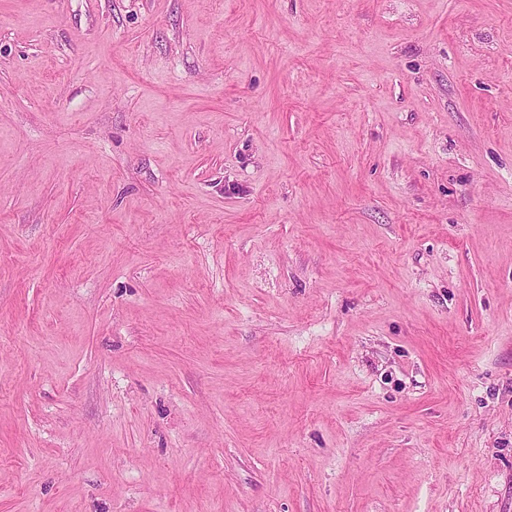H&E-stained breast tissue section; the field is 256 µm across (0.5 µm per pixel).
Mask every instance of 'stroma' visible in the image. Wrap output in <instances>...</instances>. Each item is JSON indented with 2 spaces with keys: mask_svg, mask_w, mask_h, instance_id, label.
I'll return each mask as SVG.
<instances>
[{
  "mask_svg": "<svg viewBox=\"0 0 512 512\" xmlns=\"http://www.w3.org/2000/svg\"><path fill=\"white\" fill-rule=\"evenodd\" d=\"M0 512H512V0H0Z\"/></svg>",
  "mask_w": 512,
  "mask_h": 512,
  "instance_id": "obj_1",
  "label": "stroma"
}]
</instances>
